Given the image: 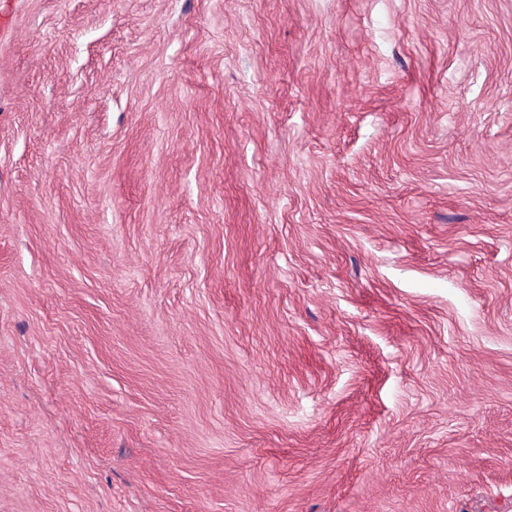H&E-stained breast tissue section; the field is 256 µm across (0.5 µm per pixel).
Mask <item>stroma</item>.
<instances>
[{
	"label": "stroma",
	"mask_w": 512,
	"mask_h": 512,
	"mask_svg": "<svg viewBox=\"0 0 512 512\" xmlns=\"http://www.w3.org/2000/svg\"><path fill=\"white\" fill-rule=\"evenodd\" d=\"M0 512H512V0H0Z\"/></svg>",
	"instance_id": "stroma-1"
}]
</instances>
